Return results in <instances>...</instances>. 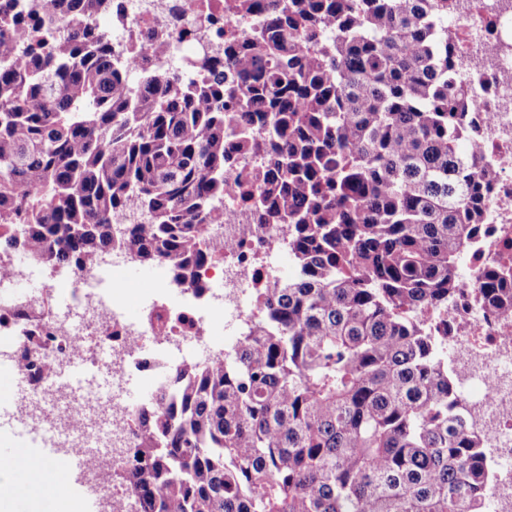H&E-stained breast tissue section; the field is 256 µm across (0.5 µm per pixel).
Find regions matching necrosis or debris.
Returning <instances> with one entry per match:
<instances>
[{
    "label": "necrosis or debris",
    "mask_w": 512,
    "mask_h": 512,
    "mask_svg": "<svg viewBox=\"0 0 512 512\" xmlns=\"http://www.w3.org/2000/svg\"><path fill=\"white\" fill-rule=\"evenodd\" d=\"M117 2L113 52L137 68H175L187 79L195 72L185 44L204 51L250 25L234 11L235 0ZM182 30L192 32L191 42L179 38ZM448 33L459 42L462 69L486 87L466 118L482 130L477 141L496 180L487 232L465 248L463 294L448 308L445 345L459 397L496 469L495 512H512V316L480 311L470 301L477 272L512 261V0H463L448 16ZM156 41L165 42L166 51L144 54L143 46ZM257 166L255 157L244 155L225 171L224 221L209 227L206 242L214 256L197 269L196 287L178 286L167 304L144 294L136 322H129L131 286L121 273L136 257L132 249L116 247L110 258L72 272L67 314L50 308L41 316L48 341L34 360L51 364L53 371L44 376L20 367L30 394L19 413L50 433L55 447L96 449L89 472L102 475L120 467L137 445L128 425L133 408L124 398L131 372L149 373L158 384L191 361L183 345L205 336H243L258 315V294L278 281L288 227L256 223L251 203L238 191ZM244 224L252 225L251 234H241ZM142 336L155 345L151 355L141 353Z\"/></svg>",
    "instance_id": "necrosis-or-debris-1"
}]
</instances>
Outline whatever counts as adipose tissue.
Masks as SVG:
<instances>
[{
	"label": "adipose tissue",
	"mask_w": 512,
	"mask_h": 512,
	"mask_svg": "<svg viewBox=\"0 0 512 512\" xmlns=\"http://www.w3.org/2000/svg\"><path fill=\"white\" fill-rule=\"evenodd\" d=\"M24 499L29 512H80L81 503L72 481L62 480L54 464L25 450L12 465L0 468V512H12L16 499Z\"/></svg>",
	"instance_id": "obj_1"
}]
</instances>
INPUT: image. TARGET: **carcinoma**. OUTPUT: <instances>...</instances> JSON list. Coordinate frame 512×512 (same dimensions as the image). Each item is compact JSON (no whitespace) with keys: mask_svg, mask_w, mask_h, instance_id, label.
Listing matches in <instances>:
<instances>
[{"mask_svg":"<svg viewBox=\"0 0 512 512\" xmlns=\"http://www.w3.org/2000/svg\"><path fill=\"white\" fill-rule=\"evenodd\" d=\"M449 0H239L207 80L129 69L112 0H0V253L73 271L118 243L190 282L235 153L296 276L244 342L130 418L137 512H493L494 472L421 310L462 294L495 171L474 157ZM140 222L116 224L129 205ZM512 314V268L479 273ZM26 340L43 344L26 312Z\"/></svg>","mask_w":512,"mask_h":512,"instance_id":"carcinoma-1","label":"carcinoma"}]
</instances>
